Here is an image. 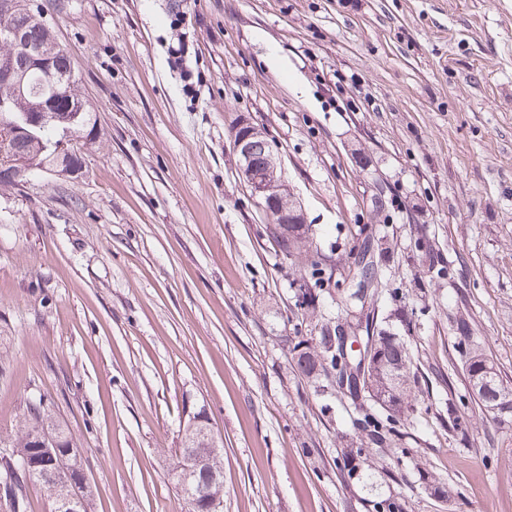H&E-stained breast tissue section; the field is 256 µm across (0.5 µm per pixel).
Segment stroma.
Wrapping results in <instances>:
<instances>
[{
	"mask_svg": "<svg viewBox=\"0 0 512 512\" xmlns=\"http://www.w3.org/2000/svg\"><path fill=\"white\" fill-rule=\"evenodd\" d=\"M45 5L97 129L78 172L0 183V449L42 397L81 450L91 512H185L167 471L201 411L224 512H512V416L471 395L453 333L466 319L512 384V0ZM237 117L276 145L317 253L344 266L353 233L385 228L398 292L373 314L410 349L416 419L367 445L360 477L336 458L378 405L292 359L339 291L302 306L312 255L267 240ZM452 393L455 432L437 418Z\"/></svg>",
	"mask_w": 512,
	"mask_h": 512,
	"instance_id": "1",
	"label": "stroma"
}]
</instances>
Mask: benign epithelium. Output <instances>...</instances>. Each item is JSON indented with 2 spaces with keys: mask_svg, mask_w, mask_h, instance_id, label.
Instances as JSON below:
<instances>
[{
  "mask_svg": "<svg viewBox=\"0 0 512 512\" xmlns=\"http://www.w3.org/2000/svg\"><path fill=\"white\" fill-rule=\"evenodd\" d=\"M6 34L5 42L10 44L11 52L0 56V80L11 86L18 94H24L25 78L29 71L39 69L46 72V77L55 82L58 87L70 85V82L52 74L49 68L50 55L41 50L31 48L21 34L18 23L3 29ZM83 107L75 105L72 112L65 118H60L51 112H26L19 118V123L44 130L53 128L55 135L45 141L36 139L38 152L30 156H20L6 146L0 147V180L15 181L30 171L39 169L53 172L57 175L73 174L77 166L72 162L73 157L80 155V145L74 137V129L84 122ZM262 137V131L248 122L238 124L232 133L231 143L233 152L238 156L239 162H247L250 167L240 166L238 180L244 189L249 192L262 209L270 208L278 211L277 200L268 196V193L277 189L281 181L278 154L274 147H269L268 153L262 162L252 160L251 143L255 138ZM49 152L54 157V163L46 166L40 162V155ZM264 172L263 180L253 177L256 169ZM352 345V349L360 352L362 364L358 375L351 378L356 384L368 378L369 362L374 356V343L364 344L361 340L349 342V337H343V345ZM72 452V449L63 447L52 435H41L33 444V456L28 461L29 467L35 469L40 478L54 485L56 489V512H82V499L77 495V488H86L90 485L85 470L81 469L72 475L69 482L61 487L57 481L58 463L62 456Z\"/></svg>",
  "mask_w": 512,
  "mask_h": 512,
  "instance_id": "1",
  "label": "benign epithelium"
}]
</instances>
